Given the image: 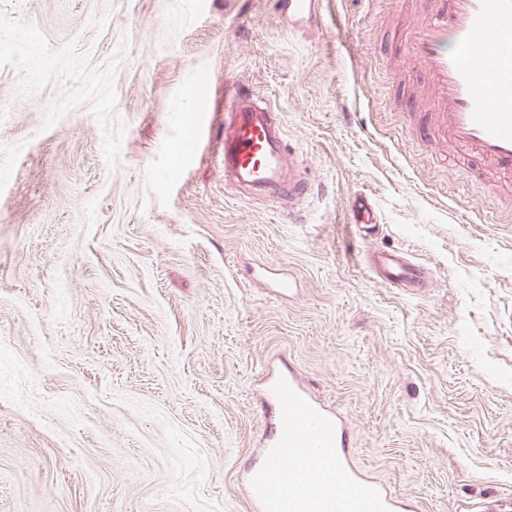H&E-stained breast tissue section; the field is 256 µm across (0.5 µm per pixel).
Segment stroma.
Listing matches in <instances>:
<instances>
[{
    "label": "stroma",
    "instance_id": "1",
    "mask_svg": "<svg viewBox=\"0 0 512 512\" xmlns=\"http://www.w3.org/2000/svg\"><path fill=\"white\" fill-rule=\"evenodd\" d=\"M421 6L0 0V512H249L270 359L413 512L512 498V171L423 135ZM235 85L308 198L225 183ZM392 250L429 295L374 274ZM350 209L354 216V223L358 225L379 224L376 206L367 195H356L351 198Z\"/></svg>",
    "mask_w": 512,
    "mask_h": 512
}]
</instances>
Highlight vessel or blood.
<instances>
[{"label": "vessel or blood", "mask_w": 512, "mask_h": 512, "mask_svg": "<svg viewBox=\"0 0 512 512\" xmlns=\"http://www.w3.org/2000/svg\"><path fill=\"white\" fill-rule=\"evenodd\" d=\"M423 3L406 46L428 76L430 133L512 168V0ZM449 39L455 50L444 49ZM290 163L276 111L250 91L225 94V181L267 196L305 195V184L283 179ZM350 209L355 224L378 221L369 196L352 197ZM371 265L400 288L425 287L430 276L395 251L376 254ZM261 382L268 428L259 461L239 481L250 512H408L409 503L354 465L343 420L292 370L266 371Z\"/></svg>", "instance_id": "1"}]
</instances>
